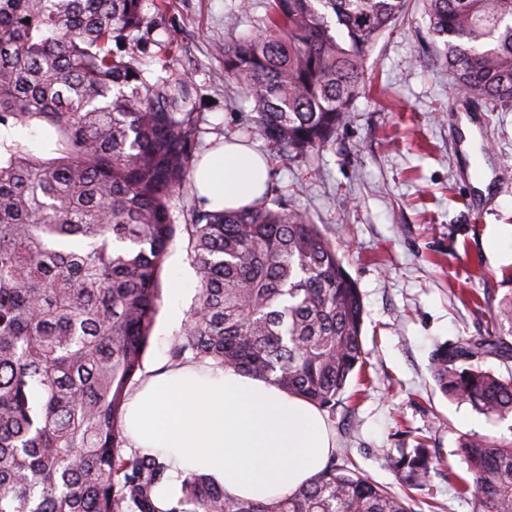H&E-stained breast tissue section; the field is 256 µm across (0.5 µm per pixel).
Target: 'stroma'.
Returning a JSON list of instances; mask_svg holds the SVG:
<instances>
[{"label":"stroma","instance_id":"35a3bbf8","mask_svg":"<svg viewBox=\"0 0 512 512\" xmlns=\"http://www.w3.org/2000/svg\"><path fill=\"white\" fill-rule=\"evenodd\" d=\"M270 0H166L151 39L135 48L142 68L189 78L205 130L201 149L240 140L269 147L252 103L217 80L224 49L260 30ZM169 47H162V40ZM367 81L348 123L306 157L270 159L269 199L306 212L336 246L365 308L368 381L351 379L335 414L333 463L397 494L418 512H475L449 473L465 475L458 453L469 435L512 440V416L495 419L444 396L431 371L437 345L483 335L485 304H497L512 276V109L469 103L435 52L425 0H407L377 41ZM495 181L491 201L472 210L475 183ZM188 238L177 233L162 272V304L138 380L166 367L174 337L197 294ZM181 284L183 293L170 290ZM426 445L433 455L423 486L406 489L387 458Z\"/></svg>","mask_w":512,"mask_h":512}]
</instances>
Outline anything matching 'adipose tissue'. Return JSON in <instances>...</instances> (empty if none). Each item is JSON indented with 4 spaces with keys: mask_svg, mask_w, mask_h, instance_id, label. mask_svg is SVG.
Masks as SVG:
<instances>
[{
    "mask_svg": "<svg viewBox=\"0 0 512 512\" xmlns=\"http://www.w3.org/2000/svg\"><path fill=\"white\" fill-rule=\"evenodd\" d=\"M262 158L239 144L206 155L194 180L211 211L237 210L265 190ZM134 448L165 449L172 476L156 496L168 501L177 476H211L227 497L262 502L305 486L334 448L320 410L273 383L234 370L187 363L150 375L124 407Z\"/></svg>",
    "mask_w": 512,
    "mask_h": 512,
    "instance_id": "obj_1",
    "label": "adipose tissue"
}]
</instances>
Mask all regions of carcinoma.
I'll list each match as a JSON object with an SVG mask.
<instances>
[{
    "instance_id": "obj_1",
    "label": "carcinoma",
    "mask_w": 512,
    "mask_h": 512,
    "mask_svg": "<svg viewBox=\"0 0 512 512\" xmlns=\"http://www.w3.org/2000/svg\"><path fill=\"white\" fill-rule=\"evenodd\" d=\"M258 34L224 48V79L253 103L263 139L290 156L329 143L365 82L376 41L405 0H271ZM455 89L512 108V0H428ZM156 30L144 0H0V126L45 124L51 157L0 141V512H411L349 468L326 467L265 502L224 497L206 474L170 480L164 450L124 453V405L142 370L192 181L201 116L192 87L112 49ZM197 295L171 366L197 362L268 380L336 411L363 364L364 306L336 248L299 210L267 197L235 211L193 205ZM512 289L485 335L438 346L439 390L481 414H512ZM476 512H512V441L459 444ZM427 481L424 446L389 459Z\"/></svg>"
}]
</instances>
